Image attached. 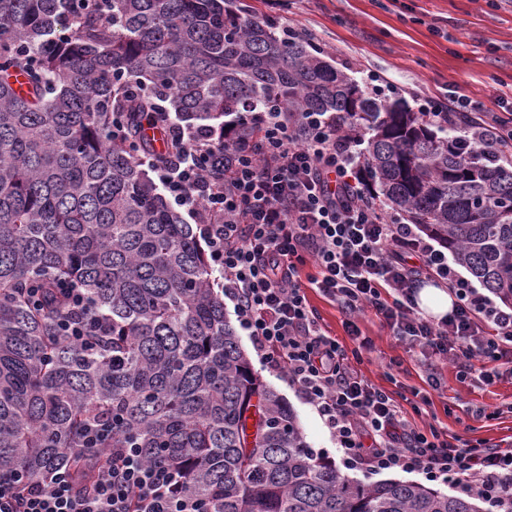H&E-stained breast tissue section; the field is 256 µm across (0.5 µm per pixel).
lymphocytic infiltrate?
Returning a JSON list of instances; mask_svg holds the SVG:
<instances>
[{"label": "lymphocytic infiltrate", "instance_id": "obj_1", "mask_svg": "<svg viewBox=\"0 0 512 512\" xmlns=\"http://www.w3.org/2000/svg\"><path fill=\"white\" fill-rule=\"evenodd\" d=\"M258 132L228 125L211 137L151 112L146 126L165 135L164 152L141 157L158 183L186 208L212 265L264 366L276 372L323 421L346 469L401 470L460 490L484 486L512 496V443L450 436L409 420L391 391L370 383L346 347L326 334L300 277L336 303L358 348L372 347L358 326L376 316L400 341L448 359L463 378L492 384L512 353V308L491 303L436 249L358 188L357 144L332 116L256 113ZM470 144L512 156V118L486 113ZM444 284L454 301L434 320L417 309L422 280ZM96 480L78 487L70 472L49 482L0 479V512H203L184 495V475L148 465L135 448H112L95 463Z\"/></svg>", "mask_w": 512, "mask_h": 512}]
</instances>
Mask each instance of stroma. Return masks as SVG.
<instances>
[{
    "label": "stroma",
    "mask_w": 512,
    "mask_h": 512,
    "mask_svg": "<svg viewBox=\"0 0 512 512\" xmlns=\"http://www.w3.org/2000/svg\"><path fill=\"white\" fill-rule=\"evenodd\" d=\"M248 14L273 17L320 45L338 69L362 83L367 95L397 89L410 109L424 97L446 99L457 89L473 102H512V0H237ZM379 76L380 88L366 84ZM359 326L372 338L357 368L374 385L410 394L427 393L424 421L454 435L492 444L512 441V363L492 385L461 380L455 364L390 336L371 314ZM398 358L402 369L389 368ZM440 390H430L429 374ZM297 415L312 448L335 457L336 445L318 415L280 377L260 371Z\"/></svg>",
    "instance_id": "obj_1"
}]
</instances>
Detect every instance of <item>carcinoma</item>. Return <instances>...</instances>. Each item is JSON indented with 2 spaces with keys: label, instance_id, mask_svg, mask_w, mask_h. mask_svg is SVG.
Listing matches in <instances>:
<instances>
[{
  "label": "carcinoma",
  "instance_id": "1",
  "mask_svg": "<svg viewBox=\"0 0 512 512\" xmlns=\"http://www.w3.org/2000/svg\"><path fill=\"white\" fill-rule=\"evenodd\" d=\"M235 0H0V478L88 485L109 448L187 474L217 512H489V494L343 473L304 439L224 315L221 278L130 147L142 115L219 132L275 103L363 133L371 195L512 304V159L457 150L405 100ZM127 116L125 138L112 113ZM81 293L75 307L64 284ZM100 326L86 341L64 317Z\"/></svg>",
  "mask_w": 512,
  "mask_h": 512
}]
</instances>
